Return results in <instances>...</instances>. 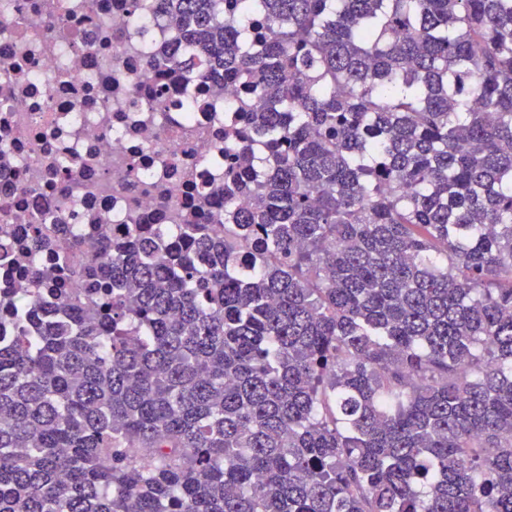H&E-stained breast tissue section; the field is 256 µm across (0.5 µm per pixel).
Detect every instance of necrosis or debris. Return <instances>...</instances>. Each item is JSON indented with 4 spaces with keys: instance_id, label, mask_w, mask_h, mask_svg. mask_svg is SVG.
Here are the masks:
<instances>
[{
    "instance_id": "obj_1",
    "label": "necrosis or debris",
    "mask_w": 512,
    "mask_h": 512,
    "mask_svg": "<svg viewBox=\"0 0 512 512\" xmlns=\"http://www.w3.org/2000/svg\"><path fill=\"white\" fill-rule=\"evenodd\" d=\"M163 13L129 0H11L0 13V296L41 302L34 230L67 248L71 267L143 224H197L224 209V127L241 85L162 70ZM51 212L54 223L35 227Z\"/></svg>"
}]
</instances>
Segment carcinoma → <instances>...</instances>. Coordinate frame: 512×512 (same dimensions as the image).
I'll return each instance as SVG.
<instances>
[{"instance_id": "1", "label": "carcinoma", "mask_w": 512, "mask_h": 512, "mask_svg": "<svg viewBox=\"0 0 512 512\" xmlns=\"http://www.w3.org/2000/svg\"><path fill=\"white\" fill-rule=\"evenodd\" d=\"M156 8L258 148L16 304L0 512H512V0Z\"/></svg>"}]
</instances>
